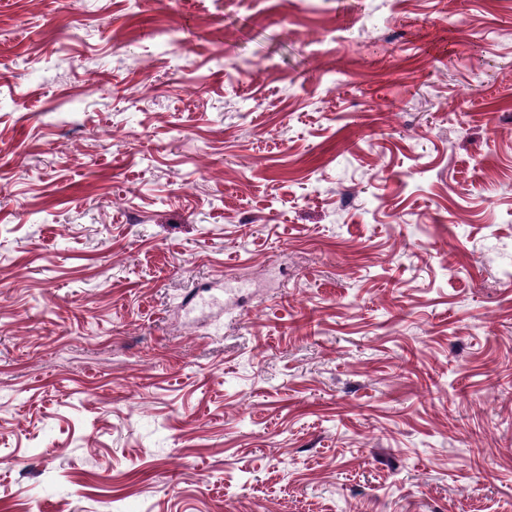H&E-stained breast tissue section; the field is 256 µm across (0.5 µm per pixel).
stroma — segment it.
Instances as JSON below:
<instances>
[{
	"label": "stroma",
	"mask_w": 512,
	"mask_h": 512,
	"mask_svg": "<svg viewBox=\"0 0 512 512\" xmlns=\"http://www.w3.org/2000/svg\"><path fill=\"white\" fill-rule=\"evenodd\" d=\"M0 512H512V0H0Z\"/></svg>",
	"instance_id": "stroma-1"
}]
</instances>
